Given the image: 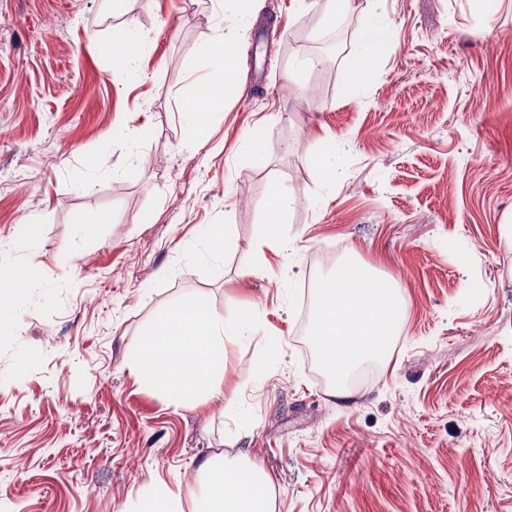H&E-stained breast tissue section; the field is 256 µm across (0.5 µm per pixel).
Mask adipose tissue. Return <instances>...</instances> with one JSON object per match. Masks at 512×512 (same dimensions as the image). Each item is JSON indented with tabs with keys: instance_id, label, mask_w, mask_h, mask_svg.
<instances>
[{
	"instance_id": "1",
	"label": "adipose tissue",
	"mask_w": 512,
	"mask_h": 512,
	"mask_svg": "<svg viewBox=\"0 0 512 512\" xmlns=\"http://www.w3.org/2000/svg\"><path fill=\"white\" fill-rule=\"evenodd\" d=\"M234 33L218 47L220 74L197 81L181 101L188 132L203 139L211 115L222 111L227 95L238 90ZM388 25L368 13L361 25L358 49L347 59L350 88L364 86L374 64L389 50ZM397 283L375 278L360 267L339 263L316 290V318L309 342L332 391L349 399L342 379L361 359L384 356L401 315ZM254 317L245 310L234 320L219 316L205 293L181 304L156 310L130 355V365L142 383L162 394L177 409L224 398V352L227 343L251 335ZM193 512H276L273 486L266 474L246 458L215 454L197 462Z\"/></svg>"
}]
</instances>
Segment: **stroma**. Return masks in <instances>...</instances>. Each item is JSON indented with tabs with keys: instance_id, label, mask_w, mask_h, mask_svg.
<instances>
[{
	"instance_id": "obj_1",
	"label": "stroma",
	"mask_w": 512,
	"mask_h": 512,
	"mask_svg": "<svg viewBox=\"0 0 512 512\" xmlns=\"http://www.w3.org/2000/svg\"><path fill=\"white\" fill-rule=\"evenodd\" d=\"M354 7L390 23V50L356 92L344 62L311 71L313 107L284 93L309 53L289 41L327 0H256L247 21L237 0H0V269L34 273L0 333V512H131L159 478L192 512L193 468L218 452L265 471L276 512H512V0ZM233 28L245 92L191 140L180 100ZM133 35L146 50L115 72L108 49ZM275 182L285 250L259 245ZM210 224L238 242L214 279ZM331 247L404 299L347 401L301 324ZM197 291L258 328L226 346L223 401L177 411L129 352Z\"/></svg>"
}]
</instances>
